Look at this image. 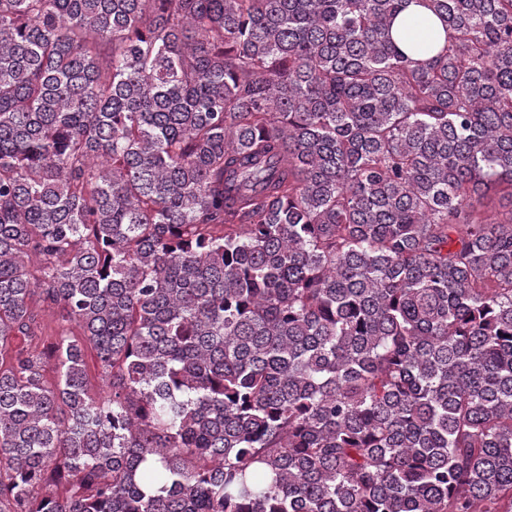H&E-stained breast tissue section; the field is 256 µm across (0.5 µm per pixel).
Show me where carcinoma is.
<instances>
[{"label": "carcinoma", "mask_w": 512, "mask_h": 512, "mask_svg": "<svg viewBox=\"0 0 512 512\" xmlns=\"http://www.w3.org/2000/svg\"><path fill=\"white\" fill-rule=\"evenodd\" d=\"M422 4L0 0V512H512V0ZM418 4V0L410 1L395 20L394 30L401 39L403 48L409 47V42L427 40L443 34L440 21L429 16Z\"/></svg>", "instance_id": "obj_1"}]
</instances>
